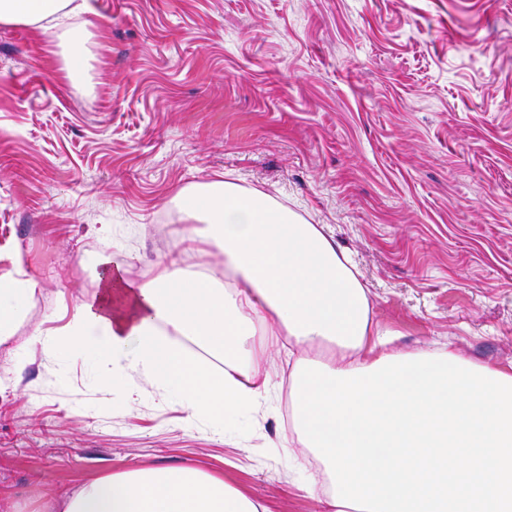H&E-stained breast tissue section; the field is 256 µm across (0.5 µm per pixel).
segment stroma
<instances>
[{"label":"stroma","mask_w":512,"mask_h":512,"mask_svg":"<svg viewBox=\"0 0 512 512\" xmlns=\"http://www.w3.org/2000/svg\"><path fill=\"white\" fill-rule=\"evenodd\" d=\"M87 70L59 30L0 24V277L35 281L0 343V491L38 504L106 471L193 467L266 512H320L292 439L287 351L268 408L216 432L98 355L46 353L101 254L151 273L187 186L228 180L326 225L373 320L512 369V0H92Z\"/></svg>","instance_id":"1"}]
</instances>
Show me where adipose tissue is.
Returning a JSON list of instances; mask_svg holds the SVG:
<instances>
[{
    "label": "adipose tissue",
    "mask_w": 512,
    "mask_h": 512,
    "mask_svg": "<svg viewBox=\"0 0 512 512\" xmlns=\"http://www.w3.org/2000/svg\"><path fill=\"white\" fill-rule=\"evenodd\" d=\"M90 0H0V23L62 28L69 72L85 64L84 33L68 18L91 13ZM188 228L177 249L200 241L224 253L225 286L192 276L177 261L133 280L126 263L104 254L103 292L77 305L65 329L48 332L46 349L98 352L100 380L134 402L139 381L176 395L190 419L215 429L257 411L270 389L263 353L288 338L306 359L338 371L381 359L386 332L372 320L368 290L348 253L318 225L272 196L227 181L179 192ZM204 224L197 234L195 224ZM31 283L0 279V340L26 315ZM191 342L223 362L195 360ZM38 512H261L223 479L194 468L153 467L99 476L44 501Z\"/></svg>",
    "instance_id": "obj_1"
}]
</instances>
